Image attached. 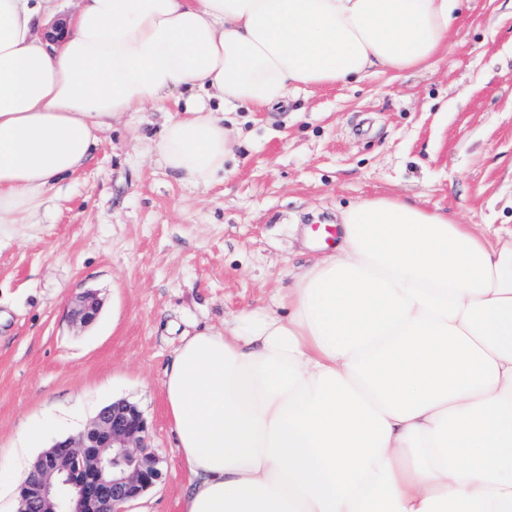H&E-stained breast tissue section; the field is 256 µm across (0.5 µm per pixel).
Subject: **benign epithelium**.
<instances>
[{
  "mask_svg": "<svg viewBox=\"0 0 512 512\" xmlns=\"http://www.w3.org/2000/svg\"><path fill=\"white\" fill-rule=\"evenodd\" d=\"M100 310L95 294L85 292L72 322L86 327ZM146 439L136 405L117 400L102 407L77 435L54 441L36 457L17 487V512H126L161 478Z\"/></svg>",
  "mask_w": 512,
  "mask_h": 512,
  "instance_id": "benign-epithelium-1",
  "label": "benign epithelium"
}]
</instances>
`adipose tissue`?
<instances>
[{
  "instance_id": "obj_1",
  "label": "adipose tissue",
  "mask_w": 512,
  "mask_h": 512,
  "mask_svg": "<svg viewBox=\"0 0 512 512\" xmlns=\"http://www.w3.org/2000/svg\"><path fill=\"white\" fill-rule=\"evenodd\" d=\"M460 0H0V224L80 171L113 119L186 91L153 143L224 179L239 107L421 68ZM197 333L163 381L182 512H512V237L396 197L341 213L278 300Z\"/></svg>"
}]
</instances>
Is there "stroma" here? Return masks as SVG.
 Here are the masks:
<instances>
[{"instance_id":"35a3bbf8","label":"stroma","mask_w":512,"mask_h":512,"mask_svg":"<svg viewBox=\"0 0 512 512\" xmlns=\"http://www.w3.org/2000/svg\"><path fill=\"white\" fill-rule=\"evenodd\" d=\"M452 32L430 68L239 109L235 159L207 190L153 154L174 102L124 115L26 223L0 226V512L37 454L29 428L48 446L115 400L142 411L162 471L128 512H181L189 474L162 390L176 349L272 306L352 203L398 197L512 236V0H468ZM88 290L101 312L79 328ZM101 310L100 302L94 293H83L72 309L71 317L74 325L87 327L99 316Z\"/></svg>"}]
</instances>
